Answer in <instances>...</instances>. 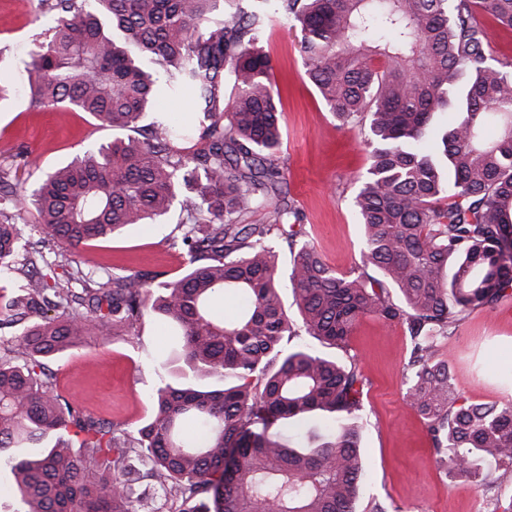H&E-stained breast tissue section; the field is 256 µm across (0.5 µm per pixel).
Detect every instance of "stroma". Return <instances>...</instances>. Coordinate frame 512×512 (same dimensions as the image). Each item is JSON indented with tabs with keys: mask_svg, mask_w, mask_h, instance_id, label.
<instances>
[{
	"mask_svg": "<svg viewBox=\"0 0 512 512\" xmlns=\"http://www.w3.org/2000/svg\"><path fill=\"white\" fill-rule=\"evenodd\" d=\"M51 18L40 0H0V69L18 91L0 102V169L33 189L43 173L84 151L110 142L111 129L82 112L37 106L24 90L33 42ZM301 34L287 21L268 27L263 48L280 90L282 140L288 191L304 216V229L326 263L340 272L360 264L362 231L352 207L358 176L369 166V148L358 129L327 112L309 82L300 51ZM180 220L172 210L160 224L127 227L112 240L81 246L70 258L84 268H119L173 280L183 258L169 241ZM174 339L165 324L147 316L132 337L91 336L77 349L49 360L63 396L78 397L87 415L136 432L151 412L150 393L160 364L177 381ZM454 381L470 402L512 396V299L477 310L451 333ZM349 352L368 383L364 389L361 447L365 474L356 512H504L512 504V472L475 487L438 465L420 415L406 396L410 349L396 323L364 320Z\"/></svg>",
	"mask_w": 512,
	"mask_h": 512,
	"instance_id": "35a3bbf8",
	"label": "stroma"
}]
</instances>
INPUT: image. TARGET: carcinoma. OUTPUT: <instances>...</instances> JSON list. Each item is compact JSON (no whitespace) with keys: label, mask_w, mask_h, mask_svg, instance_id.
<instances>
[{"label":"carcinoma","mask_w":512,"mask_h":512,"mask_svg":"<svg viewBox=\"0 0 512 512\" xmlns=\"http://www.w3.org/2000/svg\"><path fill=\"white\" fill-rule=\"evenodd\" d=\"M268 2L300 29L327 110L369 129L357 275L323 261L288 198L266 14L242 0H41L52 24L31 50L33 104L134 132L165 93L198 119L156 112L142 138L85 151L29 196L0 170V272L18 291L0 295V325L18 327L0 351V476L14 512H133V454L175 512H355L367 379L353 356L284 339L343 350L366 318L406 327L407 397L440 466L480 486L512 471V400L469 401L444 351L467 315L512 298V60L490 57L480 21L512 31V0ZM176 204L180 278L153 291L143 274L71 267L68 250ZM29 224L56 243L53 260L24 243ZM227 295L239 305L220 316ZM149 314L192 380L160 378L132 436L62 396L46 360L93 334L133 336ZM315 416L327 421L307 426Z\"/></svg>","instance_id":"cac0c4a2"}]
</instances>
